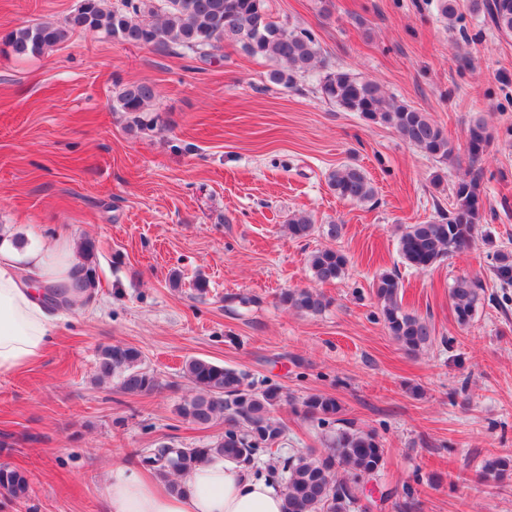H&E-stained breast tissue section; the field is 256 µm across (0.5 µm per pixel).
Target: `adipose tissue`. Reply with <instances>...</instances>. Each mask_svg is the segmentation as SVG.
<instances>
[{
	"instance_id": "ef3b65f1",
	"label": "adipose tissue",
	"mask_w": 512,
	"mask_h": 512,
	"mask_svg": "<svg viewBox=\"0 0 512 512\" xmlns=\"http://www.w3.org/2000/svg\"><path fill=\"white\" fill-rule=\"evenodd\" d=\"M48 289L86 298L76 240L64 236L49 246L22 247L10 228L0 229V375L33 364L53 344ZM179 483L177 493L153 474L115 467L104 489L109 512H283L284 492L274 478L220 456L183 472Z\"/></svg>"
}]
</instances>
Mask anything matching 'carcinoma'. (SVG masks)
Listing matches in <instances>:
<instances>
[{
    "instance_id": "1",
    "label": "carcinoma",
    "mask_w": 512,
    "mask_h": 512,
    "mask_svg": "<svg viewBox=\"0 0 512 512\" xmlns=\"http://www.w3.org/2000/svg\"><path fill=\"white\" fill-rule=\"evenodd\" d=\"M473 13L488 15L497 31L512 33V0H469ZM81 31L100 34L119 44L151 47L206 62L217 56L230 41L240 44L251 56L273 61L272 83L292 88L297 79L317 76L321 98L348 112H357L367 122L393 128L407 145L438 163L446 164L455 148L443 129L428 113L385 96L380 86L345 71L329 68L321 57L315 35L272 19L269 0H80V5L65 23H38L14 28L0 38V44L17 58L42 55ZM156 97L155 87L147 82L119 89L112 108L131 116L133 123L146 126L144 113ZM492 135L485 121L475 118L468 129V152L477 161L490 144ZM337 197L352 202L371 201L375 187L363 169L345 164L328 177ZM452 207L422 224L408 225L399 237V251L406 265L425 270L445 257L467 248L476 234L493 248L491 273L499 288H512V252L496 247L495 233L479 231L482 220L481 176L458 180L452 189ZM292 238L305 239L315 231L312 217L299 212L287 224ZM348 260L339 250L313 251L308 264L315 280L331 282L344 275ZM374 293L379 303V320L390 336L406 351L415 353L433 340V329L426 319L408 312L401 301L402 281L397 271L376 276ZM449 295L457 323L468 325L484 295L479 278L458 277ZM279 303L306 314L324 311L330 301L311 288L286 289ZM97 379L102 383L118 380L130 395H145L159 387L158 379L146 370L142 353L132 346L106 345L99 349ZM185 375L194 394L183 401L179 413L200 426L222 420L224 435L202 448H179L162 444L142 457V463L171 490L179 484L169 480L193 466L219 455L241 462L271 450L283 436L281 424L271 417L280 401L275 387L258 393L245 374L202 358L185 365ZM300 412L311 422L334 425L336 430L322 454L301 453L283 462L287 473L284 487V512H354L355 487L378 473L384 465V448L376 433L364 431L342 418L341 406L330 396L311 394L301 403ZM512 462L496 457L484 461L482 481L500 482ZM0 489L21 501L29 497L27 475L7 464H0Z\"/></svg>"
}]
</instances>
